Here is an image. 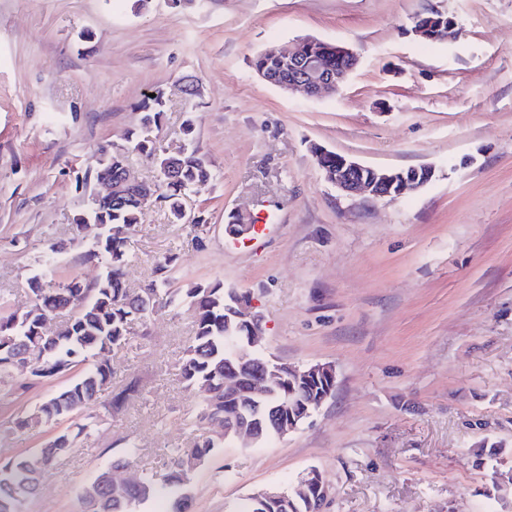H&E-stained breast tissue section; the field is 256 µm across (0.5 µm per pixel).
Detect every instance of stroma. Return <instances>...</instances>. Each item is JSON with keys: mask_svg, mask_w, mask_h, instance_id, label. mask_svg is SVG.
Wrapping results in <instances>:
<instances>
[{"mask_svg": "<svg viewBox=\"0 0 512 512\" xmlns=\"http://www.w3.org/2000/svg\"><path fill=\"white\" fill-rule=\"evenodd\" d=\"M445 13L451 38L427 43L418 15ZM337 42L359 63L336 96L309 99L264 82L253 61L300 38ZM165 94L156 124L142 103ZM194 117L193 141L182 123ZM140 132L171 152L192 144L215 178L187 192L203 228L171 223L152 200L128 232L130 287L172 255L174 299L114 352L112 384L141 395L99 420L46 470L21 512H83L79 494L122 455L166 471L192 435L197 394L175 365L192 334L184 290L222 283L253 297L264 352L296 367L332 364L336 389L288 435L214 449L189 512H237L310 469L330 486L322 512H505L491 467L512 466V0H0V294L26 300L57 248L53 276L92 283L100 264L72 240L97 182L99 149ZM319 145L379 168L431 166L397 201L346 197L311 152ZM261 231L234 239L229 213ZM72 380L0 376V424ZM64 418L0 441V462L74 429Z\"/></svg>", "mask_w": 512, "mask_h": 512, "instance_id": "35a3bbf8", "label": "stroma"}]
</instances>
